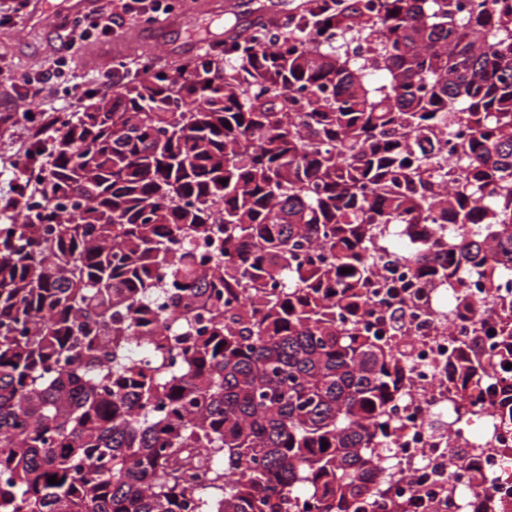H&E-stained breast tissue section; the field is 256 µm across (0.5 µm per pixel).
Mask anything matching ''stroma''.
Wrapping results in <instances>:
<instances>
[{"label": "stroma", "mask_w": 512, "mask_h": 512, "mask_svg": "<svg viewBox=\"0 0 512 512\" xmlns=\"http://www.w3.org/2000/svg\"><path fill=\"white\" fill-rule=\"evenodd\" d=\"M106 0H37L33 8L0 26V67L12 71L17 87L10 95L0 94V113L14 116L9 126L0 125V195L14 188L19 172L16 160L28 144L27 131L34 118L46 113L74 109L67 89L82 83L96 90L113 56L138 64L152 56L163 67L174 68L212 44L238 37L251 17L268 19L282 0H189L181 12L180 25L161 29L160 25H125L118 39L106 46L88 45L69 59L64 78L43 82V75L60 56L58 24L68 15L84 12Z\"/></svg>", "instance_id": "stroma-1"}]
</instances>
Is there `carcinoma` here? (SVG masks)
<instances>
[{"mask_svg":"<svg viewBox=\"0 0 512 512\" xmlns=\"http://www.w3.org/2000/svg\"><path fill=\"white\" fill-rule=\"evenodd\" d=\"M300 7L272 46L259 25L60 117L48 177L28 149L44 204L0 224V512H366L408 369L357 289L387 225L441 204L413 137L474 128L449 204L492 239L481 277L512 264V0ZM432 249L404 260L446 284ZM498 344L512 364V319Z\"/></svg>","mask_w":512,"mask_h":512,"instance_id":"1","label":"carcinoma"}]
</instances>
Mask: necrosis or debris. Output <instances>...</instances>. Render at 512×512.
I'll return each instance as SVG.
<instances>
[{"label": "necrosis or debris", "mask_w": 512, "mask_h": 512, "mask_svg": "<svg viewBox=\"0 0 512 512\" xmlns=\"http://www.w3.org/2000/svg\"><path fill=\"white\" fill-rule=\"evenodd\" d=\"M447 236L449 247L461 239L478 237L476 225L461 226L435 218L416 225L412 247L427 246ZM402 249L388 247L381 278L411 283L418 295L415 310L397 313L380 322L373 289H362L363 325H381L394 351L406 353L412 370L400 397L391 402L385 418L394 433V450L380 468L367 474L369 485L389 484L402 498H420L437 505L452 500L458 512H512V424L499 392L494 359L496 341L475 336L480 319L500 325L507 315L477 274L465 279L467 306L458 305L453 286L433 287L418 280L401 258ZM477 339L488 366L479 382L458 389L455 352L461 341ZM481 435H474V427ZM499 488L490 496V488Z\"/></svg>", "instance_id": "obj_1"}]
</instances>
